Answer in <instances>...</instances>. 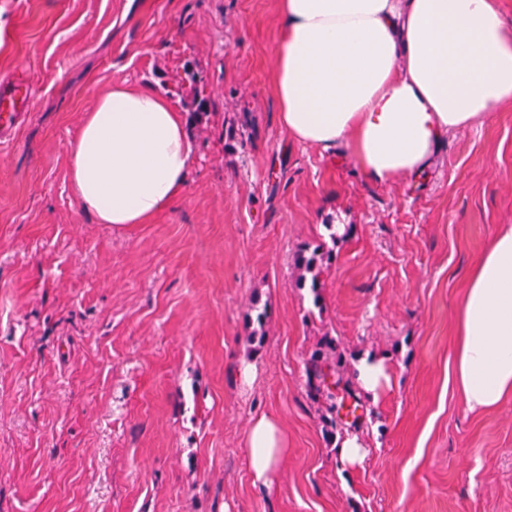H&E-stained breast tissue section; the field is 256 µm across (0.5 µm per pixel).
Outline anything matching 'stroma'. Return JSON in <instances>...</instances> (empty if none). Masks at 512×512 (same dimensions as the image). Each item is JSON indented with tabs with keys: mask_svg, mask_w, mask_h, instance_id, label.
<instances>
[{
	"mask_svg": "<svg viewBox=\"0 0 512 512\" xmlns=\"http://www.w3.org/2000/svg\"><path fill=\"white\" fill-rule=\"evenodd\" d=\"M278 38L277 0H0V80L31 88L0 142V512H512V396L472 410L453 382L468 274L512 225V101L425 180L374 184L280 126ZM118 84L182 112L194 155L184 196L121 228L68 181L84 112ZM322 243L316 305L294 259ZM326 335L344 377L369 354L396 378L336 423L365 443L354 467L307 387ZM262 414L288 455L261 490ZM248 466L257 487H269L288 454V439L278 421L261 415L250 423L246 433Z\"/></svg>",
	"mask_w": 512,
	"mask_h": 512,
	"instance_id": "1",
	"label": "stroma"
}]
</instances>
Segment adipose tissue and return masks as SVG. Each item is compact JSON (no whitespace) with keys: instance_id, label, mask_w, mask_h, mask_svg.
I'll list each match as a JSON object with an SVG mask.
<instances>
[{"instance_id":"adipose-tissue-1","label":"adipose tissue","mask_w":512,"mask_h":512,"mask_svg":"<svg viewBox=\"0 0 512 512\" xmlns=\"http://www.w3.org/2000/svg\"><path fill=\"white\" fill-rule=\"evenodd\" d=\"M278 17L281 126L297 143L343 148L367 181L418 180L450 133L512 100V29L498 0H278ZM192 161L183 114L152 91L118 85L84 116L70 186L97 223L144 224L184 195ZM356 370L375 400L395 382L374 355ZM454 380L473 410L512 396V227L467 277ZM245 441L254 485L270 486L287 437L261 415Z\"/></svg>"}]
</instances>
